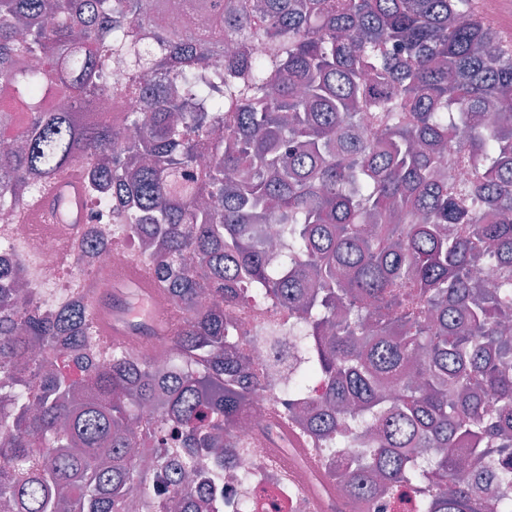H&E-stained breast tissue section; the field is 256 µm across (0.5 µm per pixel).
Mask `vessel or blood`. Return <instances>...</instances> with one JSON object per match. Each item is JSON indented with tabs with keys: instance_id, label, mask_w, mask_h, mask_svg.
I'll return each instance as SVG.
<instances>
[{
	"instance_id": "obj_1",
	"label": "vessel or blood",
	"mask_w": 512,
	"mask_h": 512,
	"mask_svg": "<svg viewBox=\"0 0 512 512\" xmlns=\"http://www.w3.org/2000/svg\"><path fill=\"white\" fill-rule=\"evenodd\" d=\"M53 212L59 213L67 236L76 238L87 220L84 186L78 172H69L32 204L26 221L44 223L46 216ZM83 295L106 342H123L136 348L171 333L166 319L153 310L162 295L136 258L119 254L112 266L111 280L85 284Z\"/></svg>"
}]
</instances>
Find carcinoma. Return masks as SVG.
Listing matches in <instances>:
<instances>
[{
  "label": "carcinoma",
  "instance_id": "cac0c4a2",
  "mask_svg": "<svg viewBox=\"0 0 512 512\" xmlns=\"http://www.w3.org/2000/svg\"><path fill=\"white\" fill-rule=\"evenodd\" d=\"M171 7L0 0V127L25 118L0 148V220L76 170L112 209L89 250L138 236L188 313L169 384L124 346L90 353L79 292L18 305L24 269L0 257V501L125 512L156 477L174 496L145 512L217 508L184 480L209 456L221 490L226 453L249 447L231 429L276 384L237 355L224 304L247 297L288 310L300 357L279 420L328 451L342 507L405 486L417 512H512V41L472 0H179L177 27ZM111 59L125 81L108 82ZM155 402L176 439L148 471L133 449Z\"/></svg>",
  "mask_w": 512,
  "mask_h": 512
}]
</instances>
